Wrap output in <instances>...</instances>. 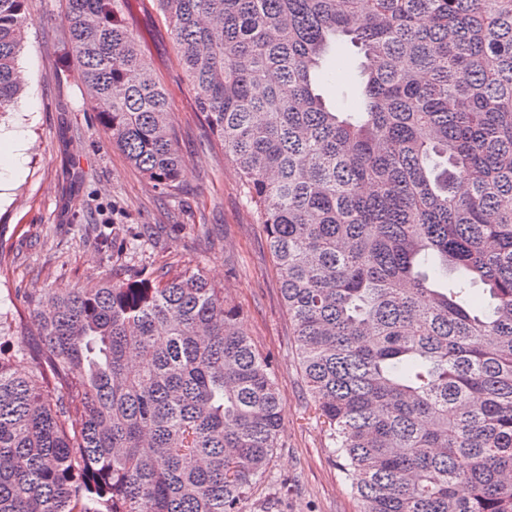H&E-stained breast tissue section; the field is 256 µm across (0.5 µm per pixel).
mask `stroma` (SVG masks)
<instances>
[{
  "mask_svg": "<svg viewBox=\"0 0 512 512\" xmlns=\"http://www.w3.org/2000/svg\"><path fill=\"white\" fill-rule=\"evenodd\" d=\"M66 0H28L32 18L18 64L26 75L14 112L0 117V143L28 142L19 164L0 155V310L24 313L25 296L112 277V251L90 232L146 224L158 237L126 255L128 274L200 269L241 310L256 349L274 360L282 427L267 477L244 512H357L314 417L297 365L292 325L262 227L241 194L236 166L206 132L164 21L148 0H127L124 17L170 93V121L183 158L177 193L153 188L112 145L67 48ZM362 57L337 44L322 85L336 109L360 78Z\"/></svg>",
  "mask_w": 512,
  "mask_h": 512,
  "instance_id": "stroma-1",
  "label": "stroma"
}]
</instances>
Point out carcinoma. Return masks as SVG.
<instances>
[{
	"label": "carcinoma",
	"instance_id": "1",
	"mask_svg": "<svg viewBox=\"0 0 512 512\" xmlns=\"http://www.w3.org/2000/svg\"><path fill=\"white\" fill-rule=\"evenodd\" d=\"M151 2L262 225L358 512H512V0ZM123 4L67 0L70 49L99 125L167 193L169 93ZM30 24L0 0V116ZM340 38L365 59L353 113L318 93ZM281 412L272 361L198 268L0 312V512H243Z\"/></svg>",
	"mask_w": 512,
	"mask_h": 512
}]
</instances>
